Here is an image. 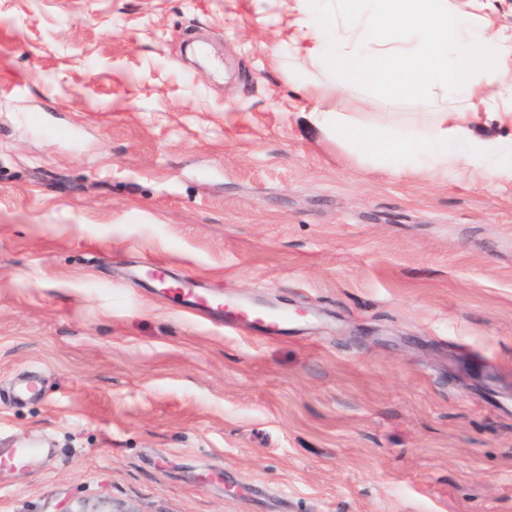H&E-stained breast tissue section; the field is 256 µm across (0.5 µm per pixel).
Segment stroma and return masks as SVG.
<instances>
[{
	"label": "stroma",
	"mask_w": 512,
	"mask_h": 512,
	"mask_svg": "<svg viewBox=\"0 0 512 512\" xmlns=\"http://www.w3.org/2000/svg\"><path fill=\"white\" fill-rule=\"evenodd\" d=\"M287 33L284 0H0V386L41 373L0 512H512V182L357 162ZM251 315L253 322L259 324L256 332L260 334L266 335L269 331L285 328L288 324V312L262 311Z\"/></svg>",
	"instance_id": "obj_1"
}]
</instances>
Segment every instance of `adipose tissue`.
<instances>
[{"label": "adipose tissue", "instance_id": "1", "mask_svg": "<svg viewBox=\"0 0 512 512\" xmlns=\"http://www.w3.org/2000/svg\"><path fill=\"white\" fill-rule=\"evenodd\" d=\"M288 15L282 55L324 137L398 174L512 180V25L489 0H288ZM353 86L412 102V124L355 123Z\"/></svg>", "mask_w": 512, "mask_h": 512}]
</instances>
